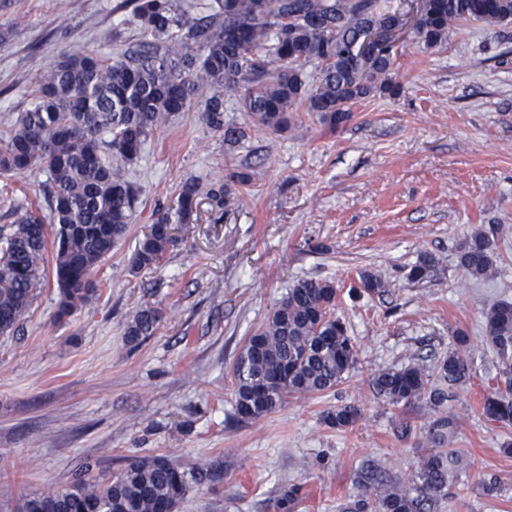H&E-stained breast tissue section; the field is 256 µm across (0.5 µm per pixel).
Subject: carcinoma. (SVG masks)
<instances>
[{
	"label": "carcinoma",
	"instance_id": "cac0c4a2",
	"mask_svg": "<svg viewBox=\"0 0 512 512\" xmlns=\"http://www.w3.org/2000/svg\"><path fill=\"white\" fill-rule=\"evenodd\" d=\"M205 18L181 14L170 0H134L133 18L149 42L129 41L115 57L65 48L33 90L32 101L0 132V177L29 168L48 176V213L28 209L0 228V335L13 333L47 272L57 287L55 317L71 316L97 291L98 265L126 234L135 192L119 166L136 164L152 134L173 116L198 104L205 123L235 140L224 127V98L237 96L255 124L273 134L288 130L292 113L305 109L333 128L351 121L353 108L375 95L396 96V51L381 48L363 60L355 43L368 30L385 26L392 11L384 0H217ZM475 20L489 27L512 23V0H423L415 38L429 51L448 43L449 30ZM315 65L309 73L305 64ZM250 181L245 173L206 191L229 208L232 187ZM202 187L185 183L173 205L157 212L136 243L135 273L160 262L181 231L193 229ZM496 243L477 229L458 246L459 266L471 277L496 271ZM440 259L423 251L407 273L410 281L437 275ZM368 295L385 292L383 280L359 273ZM337 288L327 279H300L273 304L232 366L234 416L257 420L292 396L334 389L346 379L358 351L345 323L336 317ZM483 341L496 356L498 388L487 396L484 414L512 422V302L498 301L483 312ZM161 319L150 306L137 310L126 336L132 343L154 335ZM474 344L461 329L430 375L416 362L378 371L371 380L380 402L399 407L424 403L433 419L424 432L425 451L405 482L367 461L354 474L356 495L338 512H441L448 489L469 462L446 447L458 418L447 404L474 371ZM364 409L342 403L325 421L347 429ZM189 472L165 457L131 461L103 480L90 466L64 488L47 487L27 496L19 512H175L189 491ZM300 488L291 486L273 502L275 512H294Z\"/></svg>",
	"mask_w": 512,
	"mask_h": 512
}]
</instances>
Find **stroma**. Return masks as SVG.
<instances>
[{
  "instance_id": "stroma-1",
  "label": "stroma",
  "mask_w": 512,
  "mask_h": 512,
  "mask_svg": "<svg viewBox=\"0 0 512 512\" xmlns=\"http://www.w3.org/2000/svg\"><path fill=\"white\" fill-rule=\"evenodd\" d=\"M148 38L131 0H0V129L28 107L63 48L109 57ZM394 72L401 94L368 98L337 130L299 111L288 132L273 134L231 98L224 123L243 130L239 142L225 141L195 107L154 132L123 171L137 202L95 274L102 288L59 321L56 285L45 279L17 331L0 336V512L68 485L84 465L108 478L158 455L204 475L178 512H274L292 485L301 488L295 512H337L356 494L364 460L410 478L431 418L420 404L377 402L373 375L413 358L432 367L457 328L477 342L476 371L448 405L459 419L449 446L471 467L444 512H512V456L501 451L512 423L483 413L496 357L480 342L483 311L512 302V24L454 29L447 46L427 52L406 38ZM239 172L250 181L228 214L202 199L193 235L160 264L130 272L136 242L182 183ZM45 179L37 168L0 178V227L42 201ZM475 229L498 246L487 280L457 262L459 242ZM423 250L439 256L441 270L408 281ZM364 270L386 282L384 294H350ZM301 278L335 282L357 362L332 391L235 422L232 364ZM145 305L160 311L159 326L127 343L126 326ZM346 402L363 406V418L329 427L324 413ZM481 475L498 478L496 496L478 490Z\"/></svg>"
}]
</instances>
